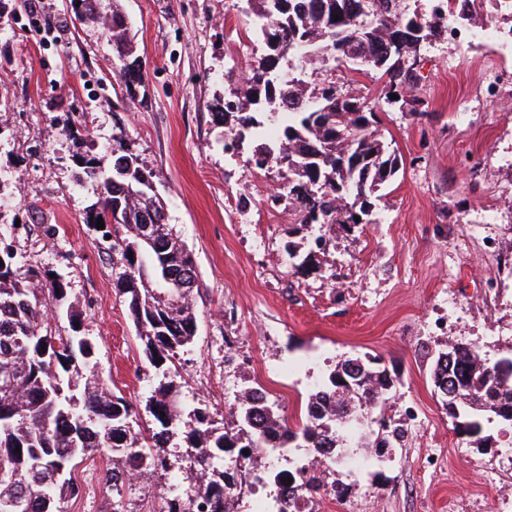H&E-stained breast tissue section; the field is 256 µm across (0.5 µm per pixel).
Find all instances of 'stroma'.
<instances>
[{
  "label": "stroma",
  "instance_id": "obj_1",
  "mask_svg": "<svg viewBox=\"0 0 512 512\" xmlns=\"http://www.w3.org/2000/svg\"><path fill=\"white\" fill-rule=\"evenodd\" d=\"M116 1L144 70L129 92L100 25L66 0L36 16L30 0H0V227L18 266L61 276L99 373L151 427L159 379L117 290L125 266L111 226L86 221L93 187L76 183L82 158L108 165L124 137L197 268L198 330L172 373L186 408L226 418L259 385L294 422L340 358L373 361L406 435L391 461L324 474L348 486L340 512H497L512 436L495 422L482 448L458 434L430 374L452 341L512 354V20L492 18L493 42L422 44L396 101L376 74L333 71L375 106L402 166L371 223L308 229L275 202L281 177L255 167L254 142L225 148L213 124L263 51L242 0H98V12ZM318 235L319 269L296 272ZM108 466L75 471L82 493L65 512H158V475L114 488Z\"/></svg>",
  "mask_w": 512,
  "mask_h": 512
}]
</instances>
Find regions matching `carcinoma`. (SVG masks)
<instances>
[{
  "instance_id": "carcinoma-1",
  "label": "carcinoma",
  "mask_w": 512,
  "mask_h": 512,
  "mask_svg": "<svg viewBox=\"0 0 512 512\" xmlns=\"http://www.w3.org/2000/svg\"><path fill=\"white\" fill-rule=\"evenodd\" d=\"M256 18L263 53L257 58L224 110L213 114L234 139L259 141L260 169L278 168L283 182L276 200L298 211L300 223L345 226L354 216L369 217L378 192L399 170L395 151L379 129L374 109L364 97L336 86L325 74L339 67L354 73L373 71L387 79L388 93L400 95L411 74L402 59L415 56L421 42L434 36L432 20L408 8L407 0H246ZM461 25L471 24L480 8H506L512 0H444ZM339 20H333V15ZM365 16L371 17L356 50L366 59L357 67L345 51ZM101 25L120 62L126 87L142 80L118 0L112 18ZM295 59L283 75L280 61ZM112 164L96 158L81 162L77 182L97 185V200L87 215L112 225L126 271L119 287L149 365L167 375L169 365L190 345L197 332L192 292L179 293L175 282L198 279L192 255L169 223L158 224L145 240L144 228L167 210L165 200L150 189L153 172L124 143L112 138ZM124 161L117 170L115 163ZM65 313L68 326L51 331L47 311ZM81 311L68 302L66 284L44 281L33 271L20 272L14 256L0 266V512L26 494L22 512H63L62 504L82 488L76 467L94 452L105 453L113 466L105 481L122 486L131 472L167 475L184 468L193 476L186 497L173 495L165 512H231L228 495L238 485L237 472L224 469V456L237 453L246 462L267 448H305L312 460L296 468L302 493H317L325 484L314 461L328 459L354 446L393 449L404 430L393 423L374 436L348 437L344 429L358 425L386 403L394 387L386 370L360 358L339 360L309 395L303 417L290 424L260 387L248 389L233 408L232 425L206 408L187 411L174 381H161L147 409L155 428L136 432L137 413L126 398L93 372L92 345L79 335ZM435 361L432 381L453 419L454 429L482 444L484 422L495 419L512 429V373L476 346L452 345ZM182 448L179 457L168 449ZM248 450L249 454L242 453Z\"/></svg>"
}]
</instances>
